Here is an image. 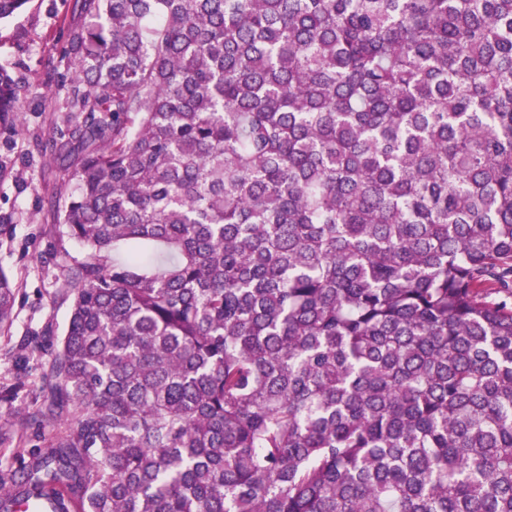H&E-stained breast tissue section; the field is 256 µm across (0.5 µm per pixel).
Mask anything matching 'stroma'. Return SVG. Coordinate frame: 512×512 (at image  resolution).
<instances>
[{"mask_svg":"<svg viewBox=\"0 0 512 512\" xmlns=\"http://www.w3.org/2000/svg\"><path fill=\"white\" fill-rule=\"evenodd\" d=\"M65 0H29L16 16L0 21V65L11 67L21 84L29 87L22 108L26 123L17 133H0V158L10 162L0 179V216L10 217L12 232L0 237V270L17 289V302L7 331L0 333V385L27 374L37 382L41 355L21 348L26 336L53 332L62 336L70 303L63 293L68 275L53 259L59 252L82 260L86 247L70 237L53 218L54 207L64 206L74 190L61 161L42 154L41 141L49 138L64 118L53 106L42 105L48 74L58 63L56 43Z\"/></svg>","mask_w":512,"mask_h":512,"instance_id":"35a3bbf8","label":"stroma"}]
</instances>
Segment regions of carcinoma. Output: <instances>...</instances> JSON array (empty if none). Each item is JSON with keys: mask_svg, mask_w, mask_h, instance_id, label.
I'll return each instance as SVG.
<instances>
[{"mask_svg": "<svg viewBox=\"0 0 512 512\" xmlns=\"http://www.w3.org/2000/svg\"><path fill=\"white\" fill-rule=\"evenodd\" d=\"M71 13L87 253L0 512H512V0Z\"/></svg>", "mask_w": 512, "mask_h": 512, "instance_id": "obj_1", "label": "carcinoma"}]
</instances>
